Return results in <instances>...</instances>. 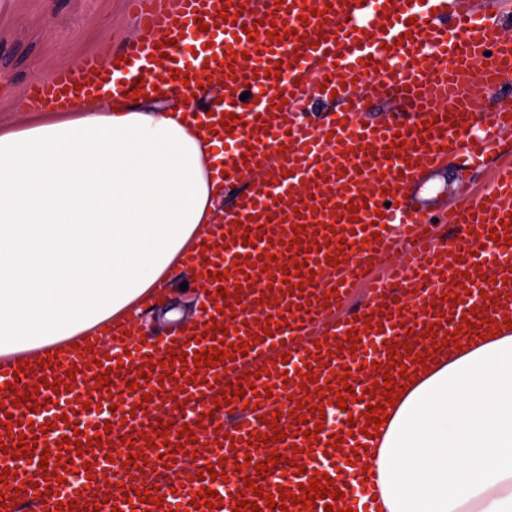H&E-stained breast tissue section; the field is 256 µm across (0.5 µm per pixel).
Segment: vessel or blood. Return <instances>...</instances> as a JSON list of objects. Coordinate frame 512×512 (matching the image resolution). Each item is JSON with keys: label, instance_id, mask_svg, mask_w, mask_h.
<instances>
[{"label": "vessel or blood", "instance_id": "b4317fda", "mask_svg": "<svg viewBox=\"0 0 512 512\" xmlns=\"http://www.w3.org/2000/svg\"><path fill=\"white\" fill-rule=\"evenodd\" d=\"M139 34L120 64L104 55L85 57L79 70L60 68L34 82L25 94L33 111L67 108L79 96L134 97L135 83L150 94L190 96L203 74L220 75L224 100L216 117L234 120L226 134L229 163L218 172L230 196L224 208V234L202 225L196 250L184 261H203L210 290L217 271L233 273L242 292L208 303L191 333H176L162 345H140L120 329L108 335L116 351L103 365L61 350L54 366L24 368L0 363V512H31L45 503L62 512H234L240 499L255 500L244 477H258L255 462L272 452L280 464L282 486L296 491L310 476L332 479L338 489L364 482L358 469L342 466L331 449L335 437L362 450L368 405L379 397L385 377L418 373L420 355L433 338L470 320L467 336L478 339L488 321L512 319V245L502 241L512 222V160L496 173L493 195L456 209L428 210L407 198L418 178L455 157L460 166L483 159L498 133L512 130V37L496 19L480 14L472 0H133ZM311 16H304V9ZM208 31H201V24ZM195 48L193 57L184 46ZM248 52V63L232 52ZM483 60L480 80L465 75ZM279 77H265L268 68ZM183 72L187 82L174 79ZM316 73L326 89L320 97L336 101L322 127L297 121L305 91L301 77ZM347 73L349 83L339 80ZM392 101L382 121H367L375 100ZM493 120L477 129L485 100ZM358 209L346 216L347 204ZM400 234L403 248L382 277L372 274L375 255ZM335 264H328V257ZM301 262L300 273L286 271ZM468 280V290L458 289ZM405 290L392 299L388 282ZM303 283L302 292L292 291ZM337 290V299L325 300ZM272 327L261 337L255 324ZM357 332L349 340L348 332ZM234 345L235 358L214 367L194 361L175 365L171 374L152 368L153 359L170 352H204L221 343ZM287 355L280 363L278 355ZM404 359V368L392 359ZM372 362L363 372L362 362ZM318 366L315 381L302 374ZM113 381L100 384L98 374ZM347 373L364 400L349 404L356 433L346 428L311 430L320 418L315 406L323 389H334L331 373ZM71 381V390L53 392L50 380ZM181 381L177 407L165 400L168 387ZM253 383L251 398L233 395L215 404L222 389L239 381ZM271 395H263L264 387ZM35 392L36 409L15 407L19 392ZM152 402H144V394ZM302 397L297 417L287 415L289 397ZM95 403L99 421L110 422L106 440L84 427L86 403ZM277 417L270 426L269 417ZM12 427H5L6 418ZM172 423L168 436H150L156 422ZM190 429L192 442L176 433ZM285 431L273 443L272 429ZM84 441L83 451L63 446L67 437ZM132 442L145 454L137 468L124 470V456H111V444ZM204 445L194 454L195 445ZM27 459H18L19 449ZM48 454L46 473L33 474L29 463ZM251 458L252 466L234 471L229 481L204 479L186 484L187 470L220 466L222 460ZM89 466L92 477L77 483L68 468ZM306 471L295 474V466ZM111 468L112 488H100L97 473ZM218 491L222 508L195 507L202 488ZM150 489L152 500L139 502L136 490Z\"/></svg>", "mask_w": 512, "mask_h": 512}]
</instances>
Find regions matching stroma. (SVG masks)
Wrapping results in <instances>:
<instances>
[{"label":"stroma","mask_w":512,"mask_h":512,"mask_svg":"<svg viewBox=\"0 0 512 512\" xmlns=\"http://www.w3.org/2000/svg\"><path fill=\"white\" fill-rule=\"evenodd\" d=\"M137 34L129 0H0V132L61 120L58 112L21 108L28 85L86 55L122 51ZM508 158L512 131L502 133L482 166L462 172L448 161L409 194L429 206L467 205L456 191L458 182L477 185L479 195H486L496 165Z\"/></svg>","instance_id":"35a3bbf8"}]
</instances>
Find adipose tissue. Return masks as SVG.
Returning <instances> with one entry per match:
<instances>
[{
  "mask_svg": "<svg viewBox=\"0 0 512 512\" xmlns=\"http://www.w3.org/2000/svg\"><path fill=\"white\" fill-rule=\"evenodd\" d=\"M71 109L0 133V360L140 321L215 211L223 142L179 98ZM207 297L174 290L145 330L193 328ZM392 398L363 462L377 512H512V329L446 351Z\"/></svg>",
  "mask_w": 512,
  "mask_h": 512,
  "instance_id": "adipose-tissue-1",
  "label": "adipose tissue"
}]
</instances>
